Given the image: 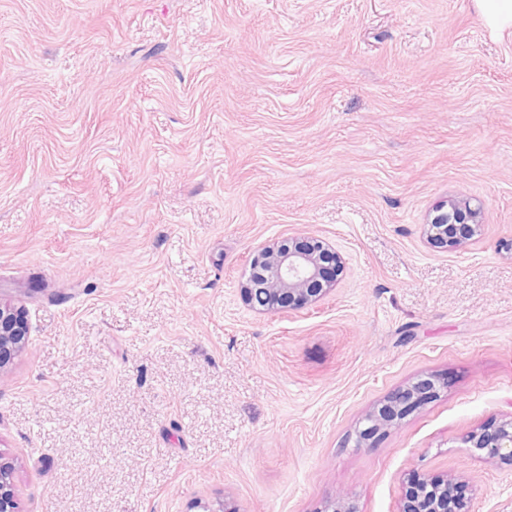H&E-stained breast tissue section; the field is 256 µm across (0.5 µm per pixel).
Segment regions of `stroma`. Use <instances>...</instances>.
I'll return each instance as SVG.
<instances>
[{
  "mask_svg": "<svg viewBox=\"0 0 512 512\" xmlns=\"http://www.w3.org/2000/svg\"><path fill=\"white\" fill-rule=\"evenodd\" d=\"M449 196L480 236L427 243ZM329 241L337 285L259 313L258 247ZM512 28L473 0H0V371L23 512H400L512 417ZM448 385L369 446L363 418ZM29 335L25 309L0 300V371L26 347ZM447 383V380L431 375L392 392L377 411L366 416V427L359 432L357 445L368 446L366 441L373 438L381 429L390 426L397 419H401L421 402L434 396L436 391L445 387Z\"/></svg>",
  "mask_w": 512,
  "mask_h": 512,
  "instance_id": "stroma-1",
  "label": "stroma"
}]
</instances>
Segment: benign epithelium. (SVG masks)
Masks as SVG:
<instances>
[{
	"label": "benign epithelium",
	"mask_w": 512,
	"mask_h": 512,
	"mask_svg": "<svg viewBox=\"0 0 512 512\" xmlns=\"http://www.w3.org/2000/svg\"><path fill=\"white\" fill-rule=\"evenodd\" d=\"M483 208L460 197L437 203L424 225L428 242L449 250L459 248L479 235ZM344 269L341 256L317 237H289L256 249L250 258L249 275L241 283L246 305L258 312L277 308L299 309L329 294ZM30 328L21 306L0 301V369L28 344ZM447 380L435 376L418 379L386 397L383 405L365 418L357 446H367L381 429L390 426L411 409L435 395ZM469 448L486 451L491 458L512 464V417L467 436ZM13 462L0 454V512H21L13 481ZM401 512H469L456 483L435 479L417 484Z\"/></svg>",
	"instance_id": "7a95c632"
}]
</instances>
